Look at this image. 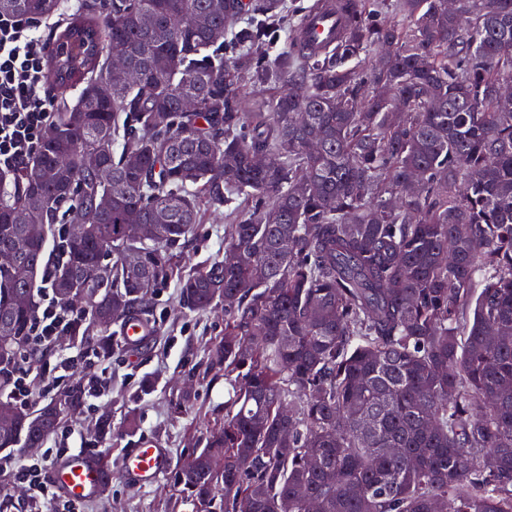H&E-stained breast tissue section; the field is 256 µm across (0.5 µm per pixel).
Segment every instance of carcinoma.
I'll return each mask as SVG.
<instances>
[{"instance_id": "1", "label": "carcinoma", "mask_w": 512, "mask_h": 512, "mask_svg": "<svg viewBox=\"0 0 512 512\" xmlns=\"http://www.w3.org/2000/svg\"><path fill=\"white\" fill-rule=\"evenodd\" d=\"M60 8L0 0V14L33 19ZM310 9L350 20L318 48L300 16L272 55L283 0H111L106 13L82 0L57 39L88 47L51 48L46 65L52 95L78 85V101L22 176L0 174V248L18 254L0 268V392L35 314L48 223L64 224L61 305L66 272L101 273L84 283L72 338L107 357L113 328L181 271L202 207L222 205V252L180 283L183 309L224 305L208 359L231 387L192 467L174 473L193 512H304L302 489L322 512L438 500L512 512V103L498 94L512 79V0ZM246 14L256 20L227 37ZM111 44L129 51L136 86L112 71ZM370 52L382 58L359 67ZM415 171L414 194L393 206ZM129 224L152 225L154 240ZM82 406L67 387L20 409L0 450L41 447Z\"/></svg>"}]
</instances>
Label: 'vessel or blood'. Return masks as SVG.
Here are the masks:
<instances>
[{"label": "vessel or blood", "instance_id": "vessel-or-blood-1", "mask_svg": "<svg viewBox=\"0 0 512 512\" xmlns=\"http://www.w3.org/2000/svg\"><path fill=\"white\" fill-rule=\"evenodd\" d=\"M343 22L344 19L340 15L321 13L307 17L303 29L307 38L314 42L333 38ZM153 336L150 323L134 316L129 318L124 326L123 346L127 352L134 353L144 348ZM169 465L168 450L153 441L145 440L126 452L119 472H112L111 468L96 462L84 453L72 452L56 460L48 479L62 495L71 499L86 500L100 497L111 485L114 474H121L133 488L145 489L152 486Z\"/></svg>", "mask_w": 512, "mask_h": 512}]
</instances>
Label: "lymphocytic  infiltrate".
Instances as JSON below:
<instances>
[{"instance_id":"1","label":"lymphocytic infiltrate","mask_w":512,"mask_h":512,"mask_svg":"<svg viewBox=\"0 0 512 512\" xmlns=\"http://www.w3.org/2000/svg\"><path fill=\"white\" fill-rule=\"evenodd\" d=\"M39 21L0 14V170H26L40 142L56 121V103L45 89L46 45ZM52 267H45L39 303L29 329L26 347L11 378L10 395L28 407L58 387L79 386L85 403L102 398L112 385L111 367H102L94 378L79 376L80 365L94 363L85 350L56 353L57 340L71 331L77 313L62 306L50 286ZM69 432H62L52 448L27 463L0 461V474L14 485L26 488L25 512H78L79 501L57 494L47 479V470L57 456L66 454Z\"/></svg>"}]
</instances>
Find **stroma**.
<instances>
[{"instance_id": "obj_1", "label": "stroma", "mask_w": 512, "mask_h": 512, "mask_svg": "<svg viewBox=\"0 0 512 512\" xmlns=\"http://www.w3.org/2000/svg\"><path fill=\"white\" fill-rule=\"evenodd\" d=\"M224 209L207 206L196 233L182 246L185 270L210 262L224 245ZM179 281L157 288L149 320L155 335L137 358L123 348L112 353V389L98 408L64 419L75 430L72 445L90 440L102 408L112 411V433L99 454L118 462L123 451L149 439L167 448L172 467H179L189 449L214 420L224 414L229 386L221 371L206 362L205 350L224 336V311L215 307L188 312L178 305ZM134 431H127V422ZM85 512H192L162 474L149 488L136 490L114 478L101 498L84 504Z\"/></svg>"}]
</instances>
